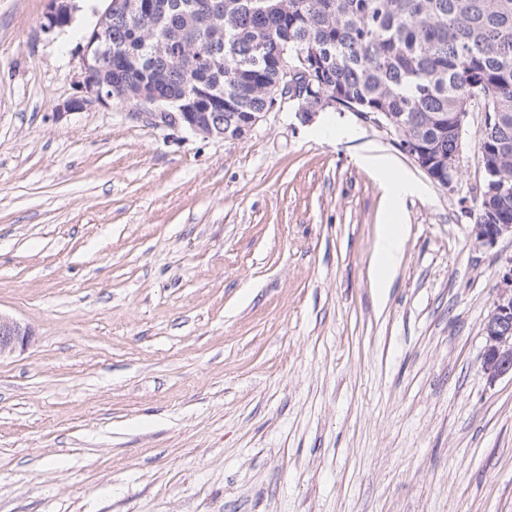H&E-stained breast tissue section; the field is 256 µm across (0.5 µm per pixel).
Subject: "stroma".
Segmentation results:
<instances>
[{"mask_svg": "<svg viewBox=\"0 0 512 512\" xmlns=\"http://www.w3.org/2000/svg\"><path fill=\"white\" fill-rule=\"evenodd\" d=\"M0 0V512H512V379L481 327L512 239L363 115L239 139L64 111L103 0ZM423 188L387 210L366 150ZM408 225L393 284L371 258ZM74 0H49L50 6L44 15L41 27L44 32L51 33L56 29L68 26L73 19ZM33 340L34 334L29 325L0 313V360L25 351Z\"/></svg>", "mask_w": 512, "mask_h": 512, "instance_id": "1", "label": "stroma"}]
</instances>
